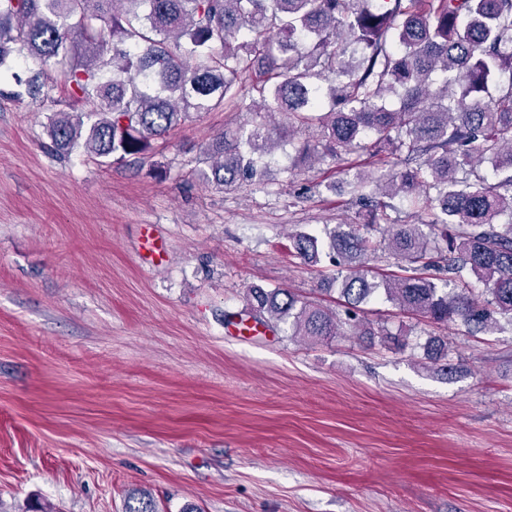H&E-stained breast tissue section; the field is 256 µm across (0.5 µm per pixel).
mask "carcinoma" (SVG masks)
<instances>
[{"instance_id":"1","label":"carcinoma","mask_w":512,"mask_h":512,"mask_svg":"<svg viewBox=\"0 0 512 512\" xmlns=\"http://www.w3.org/2000/svg\"><path fill=\"white\" fill-rule=\"evenodd\" d=\"M15 51L43 72L67 64L66 109L47 125L59 150L139 158L190 112L230 104L255 118L204 145V183L256 181L275 143L312 126L319 138L298 148L310 162L393 159L353 174L354 222L292 234L307 263L325 249L345 318L255 287L256 321L289 320L311 341L345 325L372 336L361 305L381 294L472 334L512 323V0H0V65ZM275 114L288 123L271 126ZM384 195L433 219L397 224ZM380 251L406 275L373 281Z\"/></svg>"}]
</instances>
